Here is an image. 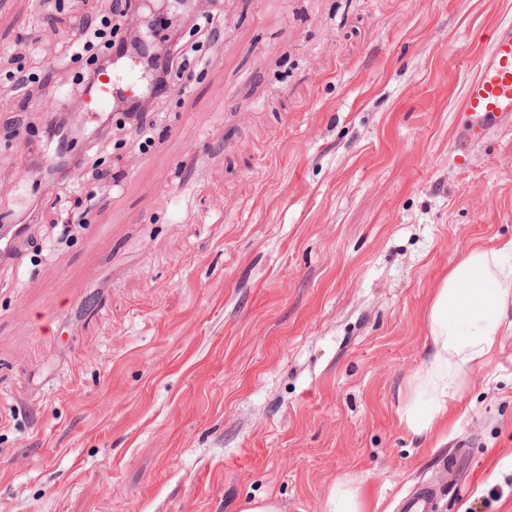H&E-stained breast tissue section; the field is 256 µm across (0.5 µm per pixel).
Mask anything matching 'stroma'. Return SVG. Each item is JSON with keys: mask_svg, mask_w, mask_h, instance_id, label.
<instances>
[{"mask_svg": "<svg viewBox=\"0 0 512 512\" xmlns=\"http://www.w3.org/2000/svg\"><path fill=\"white\" fill-rule=\"evenodd\" d=\"M110 4L0 0V224L30 226L0 263V512H323L344 479L378 512L424 484L438 512H512V335L447 443L400 423L435 289L512 237V128L454 160L512 0H216L151 136L42 143L30 82L76 90L109 49L70 45ZM65 155L120 190L38 174ZM79 195L89 222L62 236Z\"/></svg>", "mask_w": 512, "mask_h": 512, "instance_id": "stroma-1", "label": "stroma"}]
</instances>
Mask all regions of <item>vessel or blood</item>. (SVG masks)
Listing matches in <instances>:
<instances>
[{"mask_svg":"<svg viewBox=\"0 0 512 512\" xmlns=\"http://www.w3.org/2000/svg\"><path fill=\"white\" fill-rule=\"evenodd\" d=\"M140 70L129 65L120 81L98 80L83 100L95 118L107 117L122 93H130ZM512 125V25L498 29L491 47L480 59L478 75L465 88L464 112L456 126V157L468 163L471 150L497 128Z\"/></svg>","mask_w":512,"mask_h":512,"instance_id":"1","label":"vessel or blood"}]
</instances>
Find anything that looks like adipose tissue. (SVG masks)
<instances>
[{
  "label": "adipose tissue",
  "mask_w": 512,
  "mask_h": 512,
  "mask_svg": "<svg viewBox=\"0 0 512 512\" xmlns=\"http://www.w3.org/2000/svg\"><path fill=\"white\" fill-rule=\"evenodd\" d=\"M427 357L411 375L400 422L415 436L447 442L448 408L512 334V238L463 251L424 311ZM323 512H368L365 481L334 484Z\"/></svg>",
  "instance_id": "adipose-tissue-1"
}]
</instances>
